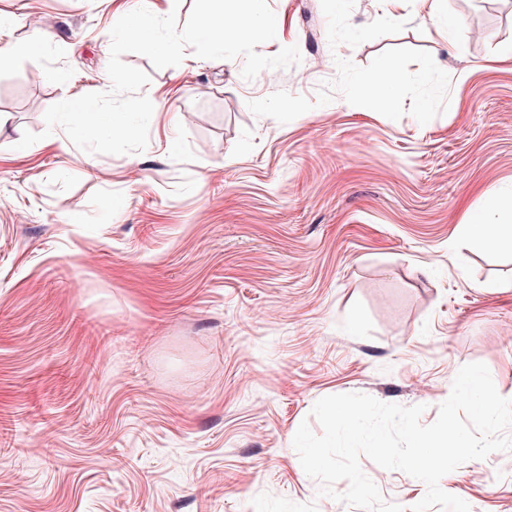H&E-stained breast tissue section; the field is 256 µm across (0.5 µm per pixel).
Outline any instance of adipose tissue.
Listing matches in <instances>:
<instances>
[{"mask_svg": "<svg viewBox=\"0 0 512 512\" xmlns=\"http://www.w3.org/2000/svg\"><path fill=\"white\" fill-rule=\"evenodd\" d=\"M512 245V190L496 193L490 210L475 213L463 232L467 252L482 253Z\"/></svg>", "mask_w": 512, "mask_h": 512, "instance_id": "1", "label": "adipose tissue"}]
</instances>
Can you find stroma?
Returning <instances> with one entry per match:
<instances>
[{
	"mask_svg": "<svg viewBox=\"0 0 512 512\" xmlns=\"http://www.w3.org/2000/svg\"><path fill=\"white\" fill-rule=\"evenodd\" d=\"M267 2L285 21L262 54L298 64L248 81L240 57L124 54L149 143L105 155L60 149L44 115L110 89L137 0H0V512H356L293 446L320 398L428 425L481 362L512 399V248H460L512 187V0H444L446 34L421 0ZM360 464L385 501L426 493ZM440 486L512 512V450ZM373 88L380 90L387 100L400 90L398 72L390 64H382L372 77Z\"/></svg>",
	"mask_w": 512,
	"mask_h": 512,
	"instance_id": "1",
	"label": "stroma"
}]
</instances>
